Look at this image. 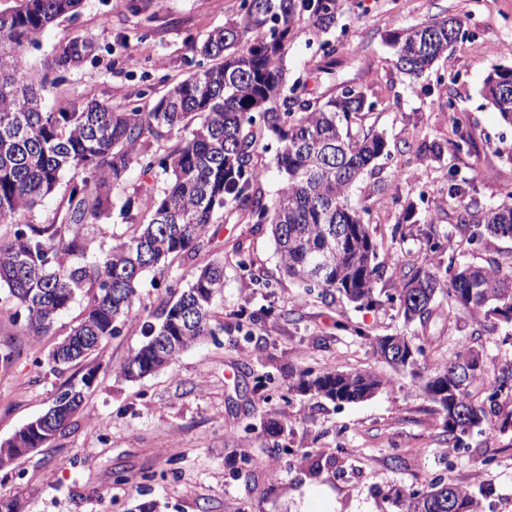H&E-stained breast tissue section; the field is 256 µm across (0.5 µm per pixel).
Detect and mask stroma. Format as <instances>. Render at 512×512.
<instances>
[{
	"label": "stroma",
	"mask_w": 512,
	"mask_h": 512,
	"mask_svg": "<svg viewBox=\"0 0 512 512\" xmlns=\"http://www.w3.org/2000/svg\"><path fill=\"white\" fill-rule=\"evenodd\" d=\"M151 30L130 0H82L75 15L58 19L26 45L32 72L74 37L90 38L95 54L64 74L44 94L47 108L94 94L112 104L136 97L145 77L187 74L192 44L233 17L240 0H147ZM464 20L474 42L437 60L432 74L410 79L395 67L391 37L399 29L435 18ZM336 45L323 58V39ZM137 67H129L128 57ZM512 66V0H338L336 26L307 28L288 44V81L303 80L327 95L345 86L374 101L358 130L384 133L390 154L351 188L350 201L367 209V221L385 264L377 286L393 293L403 263L420 260L427 222L452 234L457 259L475 265L512 264V239L470 244L453 230L458 207L448 181L468 182L469 223L512 190V125L504 124L482 96L486 76ZM462 118L470 151H445L437 159L424 146L455 135L449 112ZM394 181V195L382 184ZM402 237H395V229ZM202 258L224 263V291L215 303L221 324L166 369L131 382L119 368L142 343V324L167 295L144 285L141 321L123 327L87 361L65 373L47 355L81 318L78 301L45 336L22 334L0 307V347L20 356L0 365V442L44 414L67 383L94 380L83 409L65 431L0 468V494L17 498L19 512H130L141 502L155 512H396L390 489L427 487L443 478L467 488L483 512H512V428L475 432L465 447L443 441L442 418L422 390L424 375L445 363L458 344L479 349L487 373L512 361L506 323L478 325L439 306L423 325H405L393 304L354 308L305 294L283 273L269 227L241 223L225 209L210 229ZM253 265L241 270L236 247ZM407 333L424 345L421 373L395 371L376 356L365 335ZM305 367L375 372L385 382L371 398L336 404L289 390ZM274 386L257 390V376ZM279 422L271 437L261 422ZM301 453L291 462L284 448ZM122 473L124 483L114 481Z\"/></svg>",
	"instance_id": "1"
}]
</instances>
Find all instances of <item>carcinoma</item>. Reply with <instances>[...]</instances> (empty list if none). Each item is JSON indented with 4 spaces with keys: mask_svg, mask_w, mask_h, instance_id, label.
Masks as SVG:
<instances>
[{
    "mask_svg": "<svg viewBox=\"0 0 512 512\" xmlns=\"http://www.w3.org/2000/svg\"><path fill=\"white\" fill-rule=\"evenodd\" d=\"M81 0H21L0 11V288L6 290L11 319L32 336L49 334L58 316L83 294L90 302L71 333L49 354L59 373L87 360L121 327L139 318L136 301L144 275L163 276L176 260L194 259L209 243L217 211L230 204L249 224L272 226L276 251L285 272L305 292L336 298L341 293L359 305H380L382 276L377 244L365 211L352 206L351 186L380 157L390 156L384 134L353 129L358 116L375 102L364 91L346 86L329 97L310 92L307 84L287 86L283 59L288 40L309 20L327 32L336 24L337 0H241L236 18L213 30L193 52L195 70L172 80L149 84L136 98L112 105L94 96L66 101L53 111L43 106L47 78L34 80L23 48L48 25L75 14ZM396 67L419 78L448 52V21L427 22L393 35ZM93 43L77 37L61 46L47 69L64 72L92 54ZM512 73L494 69L482 95L512 125ZM153 100L146 107L144 99ZM269 136L281 143L277 167L283 187L269 200L258 147ZM134 167L144 175L165 176L159 190L148 183L132 187L145 206L147 221L134 222L132 199L120 215L129 233L100 250L83 231L107 214L114 189H126ZM72 172L68 194L45 224L26 215L53 192L63 174ZM456 228L471 244L485 236L512 238V192L484 214V223ZM424 258L402 271L396 303L408 322L425 323L441 298L448 309L476 322L512 323V266L497 263L445 270L429 256L451 248V236L434 225L424 235ZM224 287V264L196 266L187 287L166 279L175 297L144 322V341L120 368L127 380L151 375L218 325L213 304ZM374 354L396 370L414 371L424 356L422 345L406 336H364ZM483 354L467 345L425 379L423 390L443 418L448 443L455 448L493 419L512 427V411L503 412L501 395L512 392V363L497 371L482 396L472 387L484 374ZM384 386L375 373L304 369L291 388L334 403H355ZM87 391L70 384L54 397L55 427L49 434L23 438L38 448L61 434L84 405ZM401 512H481L469 490L448 481L427 488L393 490Z\"/></svg>",
    "mask_w": 512,
    "mask_h": 512,
    "instance_id": "carcinoma-1",
    "label": "carcinoma"
}]
</instances>
